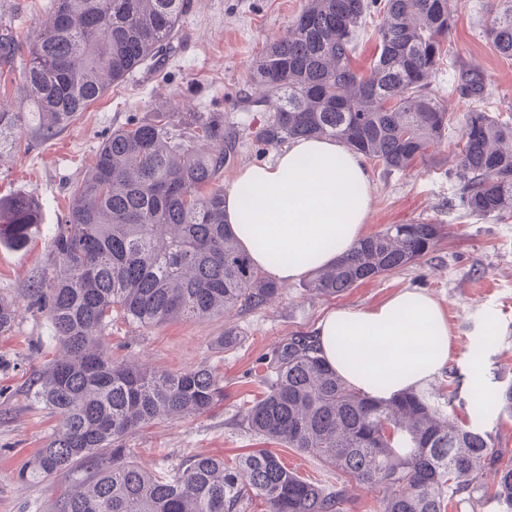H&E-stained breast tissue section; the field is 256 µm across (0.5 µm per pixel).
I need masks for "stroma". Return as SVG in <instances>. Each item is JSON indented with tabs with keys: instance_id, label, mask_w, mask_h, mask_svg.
Returning <instances> with one entry per match:
<instances>
[{
	"instance_id": "1",
	"label": "stroma",
	"mask_w": 512,
	"mask_h": 512,
	"mask_svg": "<svg viewBox=\"0 0 512 512\" xmlns=\"http://www.w3.org/2000/svg\"><path fill=\"white\" fill-rule=\"evenodd\" d=\"M305 0H194L182 19L176 52L160 67L141 69L112 87L101 100L51 139L30 128L13 133L0 149V196L35 197L39 222L27 248L0 241V299L14 303L12 329L0 333V512H52L70 477L56 474L36 482L20 480L47 437L58 426L48 408L27 393L35 371L53 358L52 328L45 313L30 308L27 294L48 265L51 237L64 223L74 190L82 182L101 142L113 128L163 107L174 112H220L227 125L243 128L253 115L241 95L260 96L249 64L295 21ZM499 0H458L450 35L459 60L482 63L490 95L479 102L453 92L455 70L439 66L433 81L452 115L435 159L406 172L384 173L370 165L373 199L367 233L390 224L425 220L443 225L434 251L402 269L377 277L335 298L309 295L303 283L285 286L265 307L245 311L229 323L240 334L230 350L214 339L223 318L141 327L113 320L106 332L116 358L131 357L170 371L211 368L224 378V400L208 413L160 420L123 439L141 464L175 471L188 456L204 453L231 461L260 445L241 424L240 411L258 391L247 376L289 336L313 332L330 310L370 308L405 288H422L441 305L451 338L440 382H452L459 418L472 416L470 384L512 382V212L476 219L458 205L461 184L451 161L468 112L478 108L512 122V59L499 55L482 28ZM51 15V0H0V27L10 30L19 52L0 65V112L27 111L24 67L29 48Z\"/></svg>"
}]
</instances>
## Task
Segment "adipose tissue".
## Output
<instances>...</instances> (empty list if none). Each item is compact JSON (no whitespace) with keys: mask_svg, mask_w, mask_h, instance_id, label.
Returning a JSON list of instances; mask_svg holds the SVG:
<instances>
[{"mask_svg":"<svg viewBox=\"0 0 512 512\" xmlns=\"http://www.w3.org/2000/svg\"><path fill=\"white\" fill-rule=\"evenodd\" d=\"M371 196L358 154L330 138H299L274 162L239 173L224 195V221L254 267L294 283L336 263L364 237ZM315 336L338 375L379 398L427 385L450 353L448 320L421 288L370 309L332 310Z\"/></svg>","mask_w":512,"mask_h":512,"instance_id":"1","label":"adipose tissue"}]
</instances>
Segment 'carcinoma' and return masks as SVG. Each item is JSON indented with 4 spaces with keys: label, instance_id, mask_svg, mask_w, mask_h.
<instances>
[{
    "label": "carcinoma",
    "instance_id": "1",
    "mask_svg": "<svg viewBox=\"0 0 512 512\" xmlns=\"http://www.w3.org/2000/svg\"><path fill=\"white\" fill-rule=\"evenodd\" d=\"M191 0H52V17L29 49L24 85L30 109L0 112V147L26 125L48 139L147 61L172 50ZM369 67L353 63L372 9ZM452 0H306L296 21L250 65L276 108L248 127L255 152L296 138H334L382 167L405 171L428 157L451 115L431 77L447 53ZM496 51L512 57V0H501L483 29ZM453 91L489 95L483 65L461 61ZM479 128L455 153L460 202L481 219L512 211V123L474 109ZM218 145L201 153L194 140ZM240 132L224 113L174 121L165 112L112 129L74 191L52 241L51 271L33 282L32 306L50 320L55 357L31 378V398L59 418L22 481L57 473L83 475L67 485L55 512H344L346 487L314 484L289 470L273 448L229 465L205 454L172 474L143 467L127 434L156 420L202 415L224 399V378L210 369H149L114 358L104 331L112 317L141 327L227 317L264 307L281 286L255 269L224 223V169L238 156ZM10 244L24 248L37 206L0 198ZM443 225L390 224L367 236L305 284L336 297L413 264L433 251ZM263 387L242 425L270 443L328 463L350 481L380 490V512H448L492 498L512 512V460L491 434L448 413L447 386L389 399L352 388L319 356L314 336L284 341L254 374ZM512 412V383L494 392ZM493 471L492 486L483 482Z\"/></svg>",
    "mask_w": 512,
    "mask_h": 512
}]
</instances>
